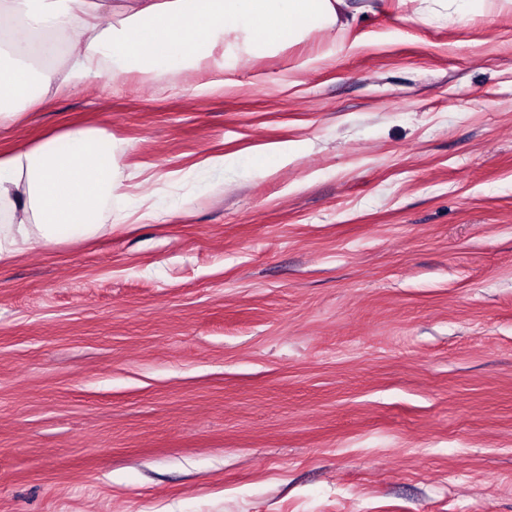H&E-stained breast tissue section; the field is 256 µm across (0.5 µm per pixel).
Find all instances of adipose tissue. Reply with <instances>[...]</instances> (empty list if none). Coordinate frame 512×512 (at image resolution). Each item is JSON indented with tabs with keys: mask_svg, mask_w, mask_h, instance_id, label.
I'll list each match as a JSON object with an SVG mask.
<instances>
[{
	"mask_svg": "<svg viewBox=\"0 0 512 512\" xmlns=\"http://www.w3.org/2000/svg\"><path fill=\"white\" fill-rule=\"evenodd\" d=\"M109 11L108 0H0V130L106 66L158 77L219 67L220 46L254 56L356 14L348 0H125L113 22ZM122 152L85 124L0 152V264L160 217L162 195L133 193Z\"/></svg>",
	"mask_w": 512,
	"mask_h": 512,
	"instance_id": "ef3b65f1",
	"label": "adipose tissue"
}]
</instances>
